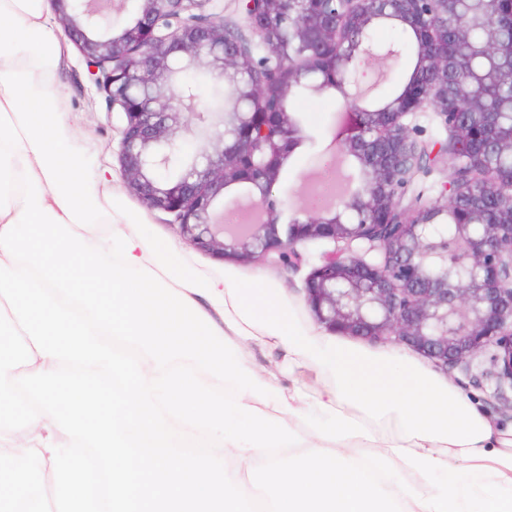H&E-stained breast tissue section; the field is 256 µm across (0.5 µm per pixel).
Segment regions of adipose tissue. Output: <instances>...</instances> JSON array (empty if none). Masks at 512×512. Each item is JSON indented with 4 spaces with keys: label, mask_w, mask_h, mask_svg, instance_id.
Returning a JSON list of instances; mask_svg holds the SVG:
<instances>
[{
    "label": "adipose tissue",
    "mask_w": 512,
    "mask_h": 512,
    "mask_svg": "<svg viewBox=\"0 0 512 512\" xmlns=\"http://www.w3.org/2000/svg\"><path fill=\"white\" fill-rule=\"evenodd\" d=\"M52 28L38 0H0V104L26 147L25 157H11L10 165L17 172L31 164L43 205L91 246L99 242L96 225L122 230L135 246L137 263L194 300L233 344L275 351L276 371L289 381L284 395L292 411L284 419L304 439L291 446L292 454L327 446L344 457L362 450L388 456L403 446L452 466L494 467L503 473L501 485L512 489V435L498 430L451 381L402 350L375 352L331 341L300 319L278 288L230 271L200 270L179 249L118 219L110 178L103 172L87 175L76 162L70 125L55 111L62 55ZM312 377L324 381L319 392L310 389ZM317 400L363 423L369 438L331 444L318 438L294 415ZM66 439L47 417L18 432L0 430V512H57L50 454L43 445Z\"/></svg>",
    "instance_id": "ef3b65f1"
}]
</instances>
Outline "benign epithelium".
Segmentation results:
<instances>
[{
    "instance_id": "1",
    "label": "benign epithelium",
    "mask_w": 512,
    "mask_h": 512,
    "mask_svg": "<svg viewBox=\"0 0 512 512\" xmlns=\"http://www.w3.org/2000/svg\"><path fill=\"white\" fill-rule=\"evenodd\" d=\"M125 0H51L69 40L97 67L109 112L124 114L119 160L129 191L150 210L175 215L179 237L237 260L262 258L295 271L302 247L329 240L305 281V301L333 333L419 352L442 368L469 369L488 354L481 376L512 413V118L480 107L462 89L471 52L512 72V0H241L248 31L206 14V0H141L136 18L112 34ZM387 19L414 32L420 70L376 108L361 106L354 61L373 56L369 31ZM478 28L481 41L467 43ZM206 69L233 102L211 109L178 78ZM337 91L348 124L338 150L355 159V189L328 210L283 220L272 189L283 159L301 140L288 94ZM425 107L449 142L415 137L405 119ZM201 123L204 145L188 152L179 118ZM451 157L439 198L407 196L417 166L428 173ZM180 174L160 176L172 165ZM246 190L253 224L216 220L224 190Z\"/></svg>"
}]
</instances>
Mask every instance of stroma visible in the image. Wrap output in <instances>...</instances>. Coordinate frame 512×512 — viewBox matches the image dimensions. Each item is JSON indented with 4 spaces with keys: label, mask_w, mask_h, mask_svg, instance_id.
<instances>
[{
    "label": "stroma",
    "mask_w": 512,
    "mask_h": 512,
    "mask_svg": "<svg viewBox=\"0 0 512 512\" xmlns=\"http://www.w3.org/2000/svg\"><path fill=\"white\" fill-rule=\"evenodd\" d=\"M371 40L380 46L400 47V55L392 60H358L355 77L367 90L368 97L382 103L398 93L408 80L416 61L412 47L403 45L402 29L384 22L372 26ZM65 84V95L60 110L67 116L77 117L74 128L75 145L81 162H94L112 174V194L121 206L124 216L137 224L146 225L157 240L179 244L180 249L199 269L223 272L231 268L246 278H258L282 288L286 297L292 299L298 316L312 321L313 315L304 299V281L314 267L319 265L323 253L333 250V243L326 240L308 242L304 247V261L298 271H288L263 260L252 262L220 260L188 244L180 243L169 214L147 209L126 188L119 162L121 114H108L101 92L93 83L86 60L74 45H67L61 72ZM289 109L294 112L304 134L303 141L286 156L273 194L286 201L289 213L306 207L309 186L327 177L329 170L343 169L354 175L358 167L353 159L344 163L336 161L334 136L347 120L343 101L336 92L323 94L293 93ZM446 379L451 380L464 393L478 401L494 424L504 430L512 428V418L500 413L492 397L493 384L483 381L474 385L469 376L460 369L448 370Z\"/></svg>",
    "instance_id": "35a3bbf8"
}]
</instances>
